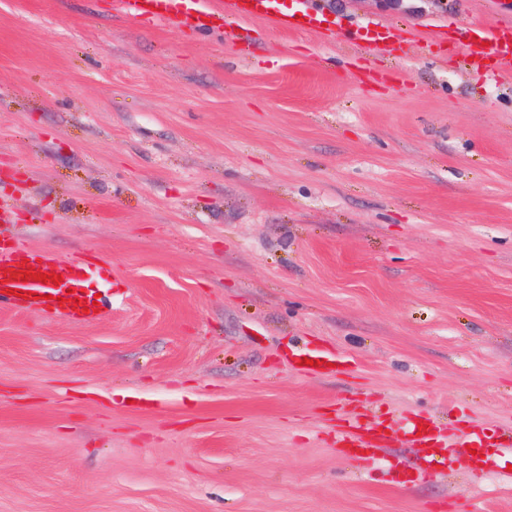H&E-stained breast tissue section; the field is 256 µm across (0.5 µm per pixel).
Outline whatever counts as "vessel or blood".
I'll use <instances>...</instances> for the list:
<instances>
[{
	"instance_id": "1",
	"label": "vessel or blood",
	"mask_w": 512,
	"mask_h": 512,
	"mask_svg": "<svg viewBox=\"0 0 512 512\" xmlns=\"http://www.w3.org/2000/svg\"><path fill=\"white\" fill-rule=\"evenodd\" d=\"M123 16L134 21L147 20L166 25L177 21L196 30L208 31L219 27L225 14L257 17L273 21L286 30L298 32L317 28L316 14L306 8L296 12L282 9L281 0H119ZM475 36L463 48L466 57L492 62V77L512 75V37L492 24H477ZM33 270L35 276L22 280L21 273ZM48 274L45 282L37 274ZM60 283H53V276ZM96 266L76 261L65 262L40 249L0 247V307L44 312L65 321L96 319L91 308L98 289ZM456 446L459 454L470 457L475 473H483L489 460L512 457V448L500 443L487 444L461 432Z\"/></svg>"
}]
</instances>
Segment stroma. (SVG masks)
<instances>
[{
    "instance_id": "1",
    "label": "stroma",
    "mask_w": 512,
    "mask_h": 512,
    "mask_svg": "<svg viewBox=\"0 0 512 512\" xmlns=\"http://www.w3.org/2000/svg\"><path fill=\"white\" fill-rule=\"evenodd\" d=\"M113 2L0 0V239L112 284L95 322L0 309V512H512L506 460L446 450L512 439V76L460 55L512 0ZM123 16L134 21L147 20L167 25L176 20L195 30L209 31L224 23V13L257 17L273 21L286 30L298 32L319 25L316 14L299 6L292 12L283 11L280 0H118ZM300 15L301 19L296 20ZM456 446L460 455L471 459L477 475L484 472L488 462L492 459L502 456L512 457V448H502L498 442H477L472 439L466 430L462 431L457 437ZM466 446H471V449H466ZM490 449H493V452H490ZM470 450H475L477 455L470 454ZM481 455H484V458H481Z\"/></svg>"
}]
</instances>
